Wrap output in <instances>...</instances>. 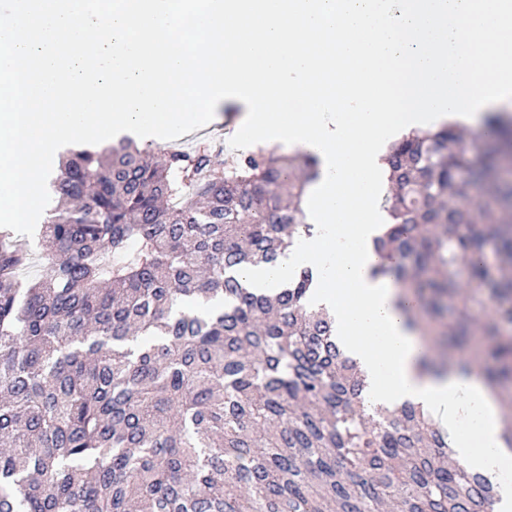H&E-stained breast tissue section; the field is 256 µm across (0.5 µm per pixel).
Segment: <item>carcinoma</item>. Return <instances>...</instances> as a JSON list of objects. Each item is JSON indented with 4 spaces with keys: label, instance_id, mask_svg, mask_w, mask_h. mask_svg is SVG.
Listing matches in <instances>:
<instances>
[{
    "label": "carcinoma",
    "instance_id": "carcinoma-1",
    "mask_svg": "<svg viewBox=\"0 0 512 512\" xmlns=\"http://www.w3.org/2000/svg\"><path fill=\"white\" fill-rule=\"evenodd\" d=\"M485 128L391 143L376 249L419 334L501 397L512 442V174L492 150L504 121ZM317 177L315 158L263 148L222 168L207 147L157 160L128 141L62 162L37 276L0 230V512H492L490 482L418 407L368 405L308 304L311 270L271 295L235 275L310 232Z\"/></svg>",
    "mask_w": 512,
    "mask_h": 512
}]
</instances>
